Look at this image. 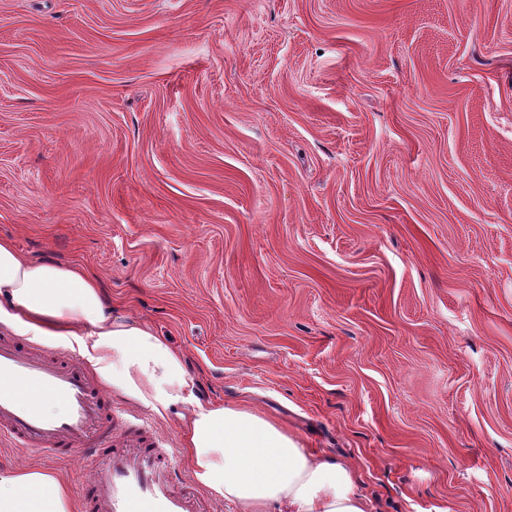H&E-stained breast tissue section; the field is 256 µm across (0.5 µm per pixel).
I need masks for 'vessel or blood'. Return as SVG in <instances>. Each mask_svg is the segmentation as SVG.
<instances>
[{
  "label": "vessel or blood",
  "instance_id": "obj_1",
  "mask_svg": "<svg viewBox=\"0 0 512 512\" xmlns=\"http://www.w3.org/2000/svg\"><path fill=\"white\" fill-rule=\"evenodd\" d=\"M111 435L107 396L77 360L52 361L0 339V437L58 459L95 458L99 474L81 484V512H200L194 496L170 484L166 449L137 435L111 448Z\"/></svg>",
  "mask_w": 512,
  "mask_h": 512
}]
</instances>
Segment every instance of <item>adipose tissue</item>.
<instances>
[{
    "label": "adipose tissue",
    "instance_id": "1",
    "mask_svg": "<svg viewBox=\"0 0 512 512\" xmlns=\"http://www.w3.org/2000/svg\"><path fill=\"white\" fill-rule=\"evenodd\" d=\"M0 323L34 341L77 344L102 381L158 415L190 407L183 437L192 474L236 512H367L349 466L257 412L201 402L184 355L113 313L90 269L27 259L0 238ZM0 512H71L68 488L36 469L0 476Z\"/></svg>",
    "mask_w": 512,
    "mask_h": 512
}]
</instances>
